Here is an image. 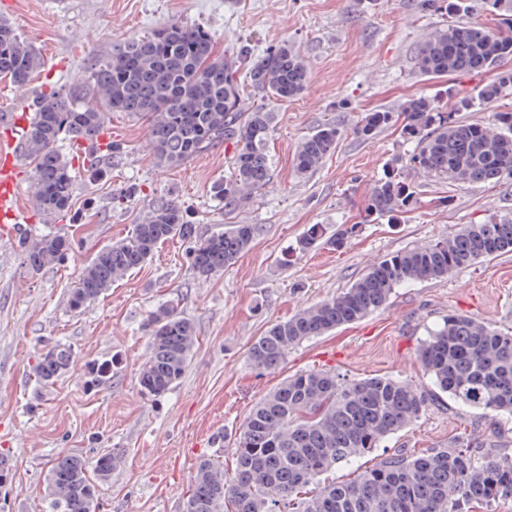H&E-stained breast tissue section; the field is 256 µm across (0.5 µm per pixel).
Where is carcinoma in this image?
Masks as SVG:
<instances>
[{
	"instance_id": "obj_1",
	"label": "carcinoma",
	"mask_w": 512,
	"mask_h": 512,
	"mask_svg": "<svg viewBox=\"0 0 512 512\" xmlns=\"http://www.w3.org/2000/svg\"><path fill=\"white\" fill-rule=\"evenodd\" d=\"M250 57L246 45L228 56L216 50L205 28L170 22L147 36L128 37L92 60L87 88L101 107L84 104L70 87L38 97L27 153L42 213L51 217L67 210L73 197L70 162L58 148L61 135L95 141L111 112L145 119L155 159L162 166L180 164L224 141L232 143V172L212 185V194L228 211L246 205L268 181L272 133V113L259 108L244 117L240 112L239 69ZM511 61L512 36L498 28L451 21L427 40L418 52L421 73L494 76L476 96L459 98L448 112L430 96L411 98L400 136L416 146L405 165L450 184L512 176V112L495 113L488 125L468 123L459 116L477 101H494L512 85ZM39 68L40 58L32 47L9 22L0 20V76L23 88ZM248 74L254 91L277 99L303 93L308 81L302 59L286 43L268 48L249 63ZM394 122L393 113L372 110L364 113L356 133L369 139ZM341 134L338 125L324 124L307 137L298 150L297 170L305 174L316 169L335 152ZM415 201V190L401 174L389 173L376 181L365 202L366 221H396ZM358 228L344 225L330 235L324 225L312 224L294 250L340 248ZM257 232L255 224H233L199 239L175 199L155 200L130 235L87 263L72 305L79 308L99 298L166 241H190L191 269L208 277L234 264ZM69 250L64 236L31 237L23 247L24 261L38 271L60 261ZM511 251L512 218H507L463 224L450 237L393 253L373 263L336 297L274 323L249 347V362L259 371L275 370L289 349L382 308L396 288L446 278L480 259ZM145 329L152 352L140 370L139 385L144 393L160 397L186 372L197 342L195 327L173 305L162 304L149 314ZM416 357L435 389L381 376L349 380L323 369L284 378L235 431L231 480L224 479L223 464L202 460L184 512H468L465 506L470 503L488 506L512 499V457L485 451L481 443L434 448L419 455L399 449L349 482L309 488L312 480L370 454L417 421L441 392L485 416L512 419V333L453 312L428 331ZM72 363L68 348L54 346L42 354L35 380L40 387H49ZM107 373L99 365L86 364V385H100ZM117 460L110 450L94 460L58 458L47 479L50 512H97L96 481L108 478Z\"/></svg>"
}]
</instances>
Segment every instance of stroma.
Here are the masks:
<instances>
[{"label":"stroma","instance_id":"35a3bbf8","mask_svg":"<svg viewBox=\"0 0 512 512\" xmlns=\"http://www.w3.org/2000/svg\"><path fill=\"white\" fill-rule=\"evenodd\" d=\"M4 18L39 55L41 67L22 91L0 78V114L32 111L37 96L79 83L88 60L114 41L149 34L165 22L205 26L221 51L246 45L258 56L288 43L303 59L309 82L302 94L282 100L244 87L243 111L262 106L273 114L272 168L268 184L239 209L225 211L211 193L215 181L230 175L232 143L161 167L146 122L122 112L107 121L119 156L101 153L96 178L74 162L67 212L45 217L34 186H23L27 233L67 236L71 250L62 262L33 273L18 241L0 229V455L12 468L10 482L0 487V512H47L43 496L53 462L108 450L121 464L99 487V512H184L199 460L216 459L232 471V450L220 435L235 432L288 375L326 369L351 379L385 376L426 386L430 379L417 348L448 313L512 331L511 252L442 280L396 289L362 320L291 348L279 369L260 372L248 360L250 345L272 323L336 296L371 263L452 235L464 224L512 218V178L454 186L406 168L402 175L417 192L416 207L397 224L363 221L375 182L415 145L394 126L360 138L354 128L362 114L401 113L420 94L444 108L447 89L467 96L490 79L486 73L434 78L419 71L420 47L447 25V15L423 9L420 0H14ZM332 121L343 129L335 153L316 170L299 173L301 142ZM161 196L181 204L198 236L223 232L228 224H255L259 231L234 265L208 278L193 274L186 243L165 242L99 299L73 310L83 267L130 235ZM311 224L331 232L342 224L360 230L341 248L295 253ZM163 303L177 305L194 322L198 343L182 379L151 397L138 381L151 354L143 323ZM55 344L72 350L74 367L38 389L33 369ZM89 362L111 364V379L87 387ZM471 441L512 456V420H491L443 395L386 449L424 453Z\"/></svg>","mask_w":512,"mask_h":512}]
</instances>
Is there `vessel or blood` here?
<instances>
[{
  "instance_id": "obj_1",
  "label": "vessel or blood",
  "mask_w": 512,
  "mask_h": 512,
  "mask_svg": "<svg viewBox=\"0 0 512 512\" xmlns=\"http://www.w3.org/2000/svg\"><path fill=\"white\" fill-rule=\"evenodd\" d=\"M5 124L4 132L0 133L5 138L0 145V227L14 232L22 221L19 190L25 171L20 158L26 150L25 133L29 122L22 113L7 118Z\"/></svg>"
}]
</instances>
